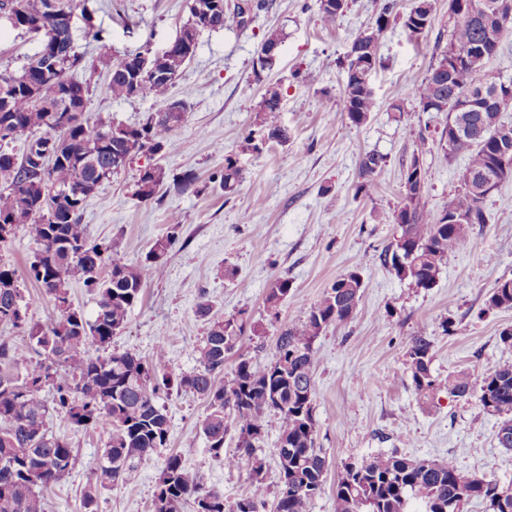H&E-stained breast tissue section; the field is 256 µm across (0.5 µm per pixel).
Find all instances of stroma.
I'll return each instance as SVG.
<instances>
[{
  "label": "stroma",
  "mask_w": 512,
  "mask_h": 512,
  "mask_svg": "<svg viewBox=\"0 0 512 512\" xmlns=\"http://www.w3.org/2000/svg\"><path fill=\"white\" fill-rule=\"evenodd\" d=\"M265 3L246 28L198 31L196 53L170 90L174 98L189 94L190 108L173 133L175 149L160 160L166 178L156 196L147 202L135 197L132 165L84 206L89 238L116 241L124 262L143 261L157 240L174 237L163 274L147 281L125 328L113 336L112 349L148 359L162 337L169 372L191 371L208 326L198 312L205 301L212 315L240 314L262 324L263 335L244 340L240 352L264 364L281 328L303 319L336 278L354 270L365 288L353 318L330 326L315 343L316 445L327 470L310 512H335L343 464L380 453L451 458L463 472L512 480V451L496 439L499 417L486 413L474 396L419 393L406 356L410 337L419 333L433 344L431 370L440 377L464 373L476 381L512 362V346L499 340L500 331L512 326V309L487 305L497 281L512 278V178L485 201L486 223L470 227L474 250L449 255L433 288L409 287L379 260L396 236L392 213L401 200L403 170L417 147L426 149L421 160L427 210L441 214L460 187L465 161L448 157L440 142L445 115L419 112L407 85L409 75L425 76L448 45L456 22L448 0H434L433 24L425 35L412 36L397 22L390 26L379 48L383 66L370 78L378 106L358 126L344 109L341 62L384 6L402 14L414 0H348L330 26L322 23L317 0ZM86 6L87 13H75L72 33L77 51L96 64L77 73L90 84L89 114L95 121L138 124L159 108V100L112 98L99 55L105 48L116 56L161 51L187 23L189 2L86 0ZM272 31L282 38L277 61L271 70L254 73L257 50ZM39 47L38 35L1 25L0 73H20ZM271 85L280 89L289 139L259 153L245 150L257 104ZM395 103L403 112L392 111ZM371 151L387 155L388 162L359 194L358 164ZM228 156L241 168V182L229 195L216 182ZM187 173L194 174V184L174 187V178ZM35 251L20 227L0 247V261L15 269L31 300L28 323L46 326L58 313L28 277ZM281 276L292 281L294 296L273 321L264 300ZM158 403L169 418L166 454L180 455L206 486L223 493L225 505L252 490L249 467L226 468L210 453L201 431L208 413L204 400L163 389ZM47 427L69 439L74 454L70 474L47 493V512H80L107 435L74 430L58 413ZM166 454L145 463L135 482L103 491L98 512H150Z\"/></svg>",
  "instance_id": "stroma-1"
}]
</instances>
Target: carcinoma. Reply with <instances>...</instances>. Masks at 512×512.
I'll return each instance as SVG.
<instances>
[{
    "label": "carcinoma",
    "mask_w": 512,
    "mask_h": 512,
    "mask_svg": "<svg viewBox=\"0 0 512 512\" xmlns=\"http://www.w3.org/2000/svg\"><path fill=\"white\" fill-rule=\"evenodd\" d=\"M47 0H0V9L23 10L32 24L47 19ZM57 24L69 28L75 0H56ZM463 13L448 34V47L422 78L411 79L410 95L421 112L446 113L441 133L446 153L466 160L460 189L448 209L435 217L423 202V183L416 180L402 193L392 223L399 235L379 255L382 265L412 288L430 289L442 261L450 254L473 247L468 226L485 223L479 189L489 177L497 183L512 176V124L500 114L512 104V79L483 83L478 72L484 61L501 49L504 28L494 11L495 0H456ZM346 0H318L321 21L332 24ZM433 0H414L402 16V26L416 36L432 26ZM386 7L375 23L355 40L358 52L348 53L343 64L345 111L354 125L364 123L376 109L370 76L381 58L379 46L390 25ZM239 5L224 9L214 0H195L183 38L196 46L198 28H244ZM139 53L110 60L107 89L114 98L151 94L166 105L169 89L192 56L179 50L157 54L166 77L133 73ZM82 63L69 43L58 49L41 42L18 75L0 74V245L22 224L37 249L28 275L54 301L59 320L33 325L28 339L43 359L28 361L26 353L0 339V512H45L44 491L71 471L74 457L68 440L47 428L49 412L60 411L76 430L100 428L108 439L96 469L95 482L85 490L81 512H97L101 491L116 483H132L142 464L167 447L169 419L157 403L160 387L190 392L207 403L202 433L213 455L230 468L224 454V436L236 433V453L250 465L254 492L224 510V494L206 486L180 455L167 456L157 479L152 512H181L184 504L200 497L214 500V512H259L265 507L260 488L264 458L256 448L271 425L279 431L275 458L279 489L270 512H310L323 489L326 458L315 446L313 372L314 344L331 325L350 320L364 283L351 271L340 276L312 305L305 319L280 331L270 362L260 364L238 357L233 377L217 382L224 362L235 352L245 333L262 334V326L231 317L209 322L198 349V366L172 376L166 352L158 343L144 360L130 352L106 348L127 324L128 313L140 299L146 280L163 269L164 255L173 241L159 239L145 262L129 264L113 256L116 242H95L80 224L84 204L105 182L124 169L136 153H165L175 147L174 129L186 118L190 93L179 99L182 111L174 120H154L149 113L137 126L100 123L85 118L89 87L73 77ZM47 66L48 76L30 89L27 76ZM281 93L269 86L257 106L259 137L245 142L254 151L270 142L288 141V127L280 120ZM26 136L22 154L9 144ZM50 145L53 164L42 168L33 145ZM387 156L365 154L358 165L356 193H362L383 170ZM241 168L227 157L219 186L226 194L236 190ZM166 173L156 163L140 167L135 196L152 199ZM78 276L97 294V312L89 321L72 307L68 280ZM292 281L276 278L265 297L267 314L278 318L281 304L293 296ZM490 308H512V279H502L487 299ZM29 301L19 288L16 270L0 262V323L19 327ZM431 341L410 338L407 358L417 391L442 390L454 398L478 395L483 410L502 418L497 432L500 447L512 450V363H503L475 383L464 374L442 378L431 372ZM49 391L52 399L42 396ZM417 500L422 512H461L469 500L485 512H512V483L462 473L453 460L410 458L396 453L377 454L359 464L344 463L335 493L336 512H407Z\"/></svg>",
    "instance_id": "carcinoma-1"
}]
</instances>
